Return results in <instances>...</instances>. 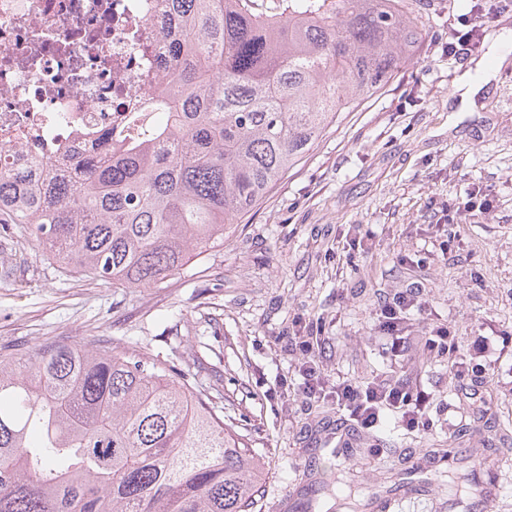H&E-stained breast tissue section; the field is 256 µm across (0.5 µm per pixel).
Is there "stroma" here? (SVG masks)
I'll return each mask as SVG.
<instances>
[{"label": "stroma", "mask_w": 512, "mask_h": 512, "mask_svg": "<svg viewBox=\"0 0 512 512\" xmlns=\"http://www.w3.org/2000/svg\"><path fill=\"white\" fill-rule=\"evenodd\" d=\"M486 5L489 22L452 53L451 25L473 0H416L426 27L414 56L339 112L222 246L158 287L69 275L21 225L0 227V270L16 279L0 282V348L100 342L179 360L191 383L220 394L265 463L253 512H337L336 478L348 472L358 501L376 488L397 512H449V479H487L490 456L500 491L488 512H512V436L485 428L512 421V60L473 111H461L459 91L471 62L497 66L492 40L512 28V0ZM469 194L474 208L458 209ZM410 288L426 310L406 313L397 356L381 309ZM306 324L327 385L410 378L432 395V428H403L389 413L362 429L331 397H298L295 336ZM432 326L485 373L461 379L447 356L427 355ZM451 440L460 461L433 462L431 448Z\"/></svg>", "instance_id": "obj_1"}]
</instances>
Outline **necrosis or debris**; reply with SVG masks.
<instances>
[{"label":"necrosis or debris","instance_id":"1","mask_svg":"<svg viewBox=\"0 0 512 512\" xmlns=\"http://www.w3.org/2000/svg\"><path fill=\"white\" fill-rule=\"evenodd\" d=\"M165 0H0V144L18 166L146 133Z\"/></svg>","mask_w":512,"mask_h":512}]
</instances>
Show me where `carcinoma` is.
Returning a JSON list of instances; mask_svg holds the SVG:
<instances>
[{"mask_svg": "<svg viewBox=\"0 0 512 512\" xmlns=\"http://www.w3.org/2000/svg\"><path fill=\"white\" fill-rule=\"evenodd\" d=\"M166 0L167 61L127 146L36 174L0 148V224L115 288L164 283L265 197L422 37L408 0ZM263 463L175 366L101 345L0 352V512H250Z\"/></svg>", "mask_w": 512, "mask_h": 512, "instance_id": "1", "label": "carcinoma"}]
</instances>
